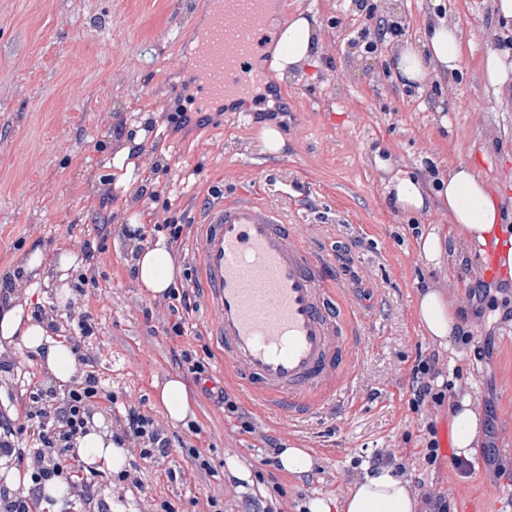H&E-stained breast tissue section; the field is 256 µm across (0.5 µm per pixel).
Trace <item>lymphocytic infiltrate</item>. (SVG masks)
I'll return each mask as SVG.
<instances>
[{
  "label": "lymphocytic infiltrate",
  "mask_w": 512,
  "mask_h": 512,
  "mask_svg": "<svg viewBox=\"0 0 512 512\" xmlns=\"http://www.w3.org/2000/svg\"><path fill=\"white\" fill-rule=\"evenodd\" d=\"M36 316L47 321L51 331L70 345L78 364L84 365L86 371L60 392L30 379L18 381L15 413L0 411V458L14 459L26 468L31 484L12 491L0 487V512H49L40 490L53 479L66 481L72 489V498L62 512H104L95 496L94 475L84 472L74 454L77 438L86 433L91 418L101 410L113 415V440L133 448L138 456L130 470L117 476L123 491H142V464L164 463L175 445L186 451L198 472H212L208 456L194 442L201 433L200 427H191L189 439L174 440L143 406L119 405L117 394L102 384L95 371L89 370L92 356L87 340L94 327L82 305L74 302L63 311L42 306ZM441 373L439 357L434 353L414 365L409 399L413 409L444 404L446 390L437 384Z\"/></svg>",
  "instance_id": "obj_1"
}]
</instances>
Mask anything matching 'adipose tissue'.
<instances>
[{
  "instance_id": "adipose-tissue-1",
  "label": "adipose tissue",
  "mask_w": 512,
  "mask_h": 512,
  "mask_svg": "<svg viewBox=\"0 0 512 512\" xmlns=\"http://www.w3.org/2000/svg\"><path fill=\"white\" fill-rule=\"evenodd\" d=\"M431 3L433 18L422 37L414 43L397 42L390 59L393 72L407 85H424L429 76L437 73L452 77L461 73L464 67V39L459 26L441 11L440 0H431ZM322 48L314 22L305 15H298L291 19L279 37L274 66L281 76H295ZM376 162L391 174L386 195L396 209L421 211L429 195H436L440 208L447 210L457 231L456 245L462 250L471 251L499 242L501 234L506 232L507 226L497 201L473 166L461 164L450 168L432 192L423 179L396 170L389 155H377ZM84 262V255L77 251L65 250L48 259L36 247L16 266L15 272L26 279L48 266L63 284L70 271ZM135 265L137 285L151 297H163L174 286L176 269L165 238H157L144 246ZM414 313L420 326L445 347L449 346L461 325L458 306L436 288L417 292ZM17 338L38 356L54 382H71L76 365L69 346L55 338L46 323L38 321L25 304L0 311V340L9 343ZM159 400L172 424L185 423L194 415L193 395L180 374L167 377L160 387ZM452 410L456 454L466 459L484 436V421L466 389H457ZM77 448L82 461L102 471L121 469L128 460L127 449L113 443L111 431L98 415L93 416L86 433L79 438ZM420 506L410 482L395 474L390 466L354 480L343 498L319 496L307 503L309 512H418Z\"/></svg>"
}]
</instances>
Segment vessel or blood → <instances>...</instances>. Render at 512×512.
Listing matches in <instances>:
<instances>
[{
	"label": "vessel or blood",
	"instance_id": "vessel-or-blood-1",
	"mask_svg": "<svg viewBox=\"0 0 512 512\" xmlns=\"http://www.w3.org/2000/svg\"><path fill=\"white\" fill-rule=\"evenodd\" d=\"M266 0H212L197 68L203 101L240 94L266 36ZM192 286L237 383L261 411L305 423L351 390L361 318L341 313L325 264L296 225L247 190L201 207Z\"/></svg>",
	"mask_w": 512,
	"mask_h": 512
}]
</instances>
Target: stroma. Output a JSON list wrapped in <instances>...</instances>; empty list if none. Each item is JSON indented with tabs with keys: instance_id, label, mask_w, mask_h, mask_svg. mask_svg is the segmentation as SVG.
<instances>
[{
	"instance_id": "stroma-1",
	"label": "stroma",
	"mask_w": 512,
	"mask_h": 512,
	"mask_svg": "<svg viewBox=\"0 0 512 512\" xmlns=\"http://www.w3.org/2000/svg\"><path fill=\"white\" fill-rule=\"evenodd\" d=\"M373 14L353 0H290L272 12L280 29L297 14L316 17L323 50L293 80L261 63L263 81L286 107L274 121L286 141L284 155L263 152L257 134L261 97L244 98L236 109H208L183 130L166 131L163 117L188 106L198 94L193 57L196 26L210 14L209 0H0V281L33 247L46 256L103 246L99 288L83 298L95 326L90 339L93 368L120 401L144 403L166 422L156 386L178 367L173 353H204L210 382H221L224 356L210 336L204 305L186 319L184 336L153 331L150 317L164 305L137 287L127 266L123 231L140 215L148 240L161 236L171 216L193 223L210 187L224 193L256 189L302 226L309 242L327 259L342 304L360 311L365 348L353 352L358 372L354 391L338 397L335 410L298 428L260 417L245 389L227 385L239 410L225 411L205 384H193L200 444L214 475L199 474L183 449L172 448L164 466L142 465L140 500L119 498L115 476L99 473L96 497L110 512H147L151 499L166 498L181 512L192 500L224 497V512H258L274 503L279 512H298L317 495L342 497L371 467L376 452L391 453L410 482L447 493L448 512H512V275H500L507 291L485 301L470 290L485 282L486 256L426 265L417 231L439 227L454 234L438 205L411 216L394 209L385 186L388 172L375 162L389 154L397 168L416 172L433 157L439 172L458 164L475 166L512 217V95L486 83L481 64L498 42L493 0H451L466 44L461 76H431L424 89L402 87L388 65L391 41L376 52L357 40L378 20L399 22L416 40L426 21L428 0H368ZM112 121H105V113ZM153 122L161 137L148 138L140 178L114 202L102 199V179L117 150L113 121L134 126ZM167 189L173 206L146 203L142 192ZM438 283L465 313L460 336L444 348L425 333L412 303L418 284ZM489 343L475 360V345ZM438 352L442 382L474 396L487 425L475 448L469 475L453 467L450 406L411 410L409 378L419 355ZM36 382L50 379L21 340L0 345V381L21 371ZM209 382V383H210ZM261 420L282 447L311 449V479L260 465L265 440L246 432L245 421ZM435 422L443 458L427 465V424ZM230 457L245 461L253 484L239 491L226 468ZM184 472L168 481L164 470Z\"/></svg>"
}]
</instances>
